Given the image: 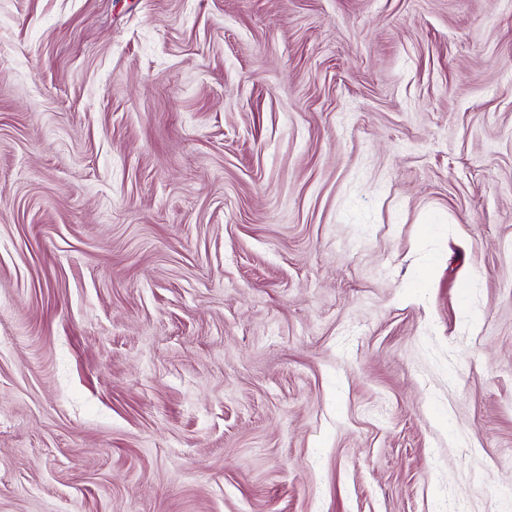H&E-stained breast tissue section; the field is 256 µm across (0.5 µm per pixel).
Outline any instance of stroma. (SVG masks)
Segmentation results:
<instances>
[{
  "mask_svg": "<svg viewBox=\"0 0 512 512\" xmlns=\"http://www.w3.org/2000/svg\"><path fill=\"white\" fill-rule=\"evenodd\" d=\"M512 512V0H0V512Z\"/></svg>",
  "mask_w": 512,
  "mask_h": 512,
  "instance_id": "35a3bbf8",
  "label": "stroma"
}]
</instances>
